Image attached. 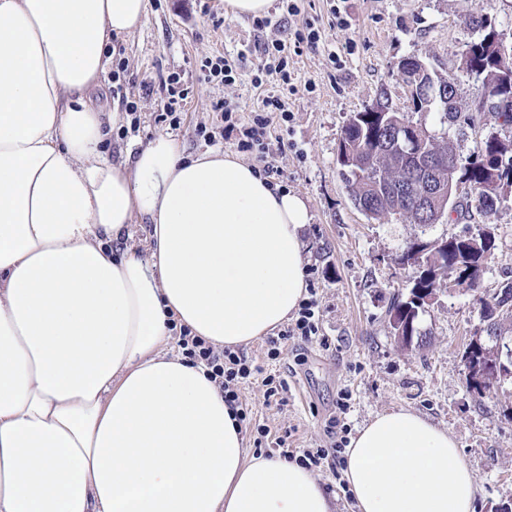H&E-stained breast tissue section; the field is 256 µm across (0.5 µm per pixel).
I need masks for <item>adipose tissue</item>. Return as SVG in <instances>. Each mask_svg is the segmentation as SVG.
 Returning <instances> with one entry per match:
<instances>
[{
	"instance_id": "ef3b65f1",
	"label": "adipose tissue",
	"mask_w": 512,
	"mask_h": 512,
	"mask_svg": "<svg viewBox=\"0 0 512 512\" xmlns=\"http://www.w3.org/2000/svg\"><path fill=\"white\" fill-rule=\"evenodd\" d=\"M147 0H0V512H333L313 474L250 452L207 368L306 291L304 199L234 154L156 135L120 163L91 105ZM151 230L145 251L132 226ZM357 512H474L454 438L400 410L345 452Z\"/></svg>"
}]
</instances>
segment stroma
Instances as JSON below:
<instances>
[{"instance_id":"1","label":"stroma","mask_w":512,"mask_h":512,"mask_svg":"<svg viewBox=\"0 0 512 512\" xmlns=\"http://www.w3.org/2000/svg\"><path fill=\"white\" fill-rule=\"evenodd\" d=\"M342 8L349 20L345 27L337 26L328 0H303L301 14L290 19L279 0H271L268 13L274 24L260 33L251 18L226 17L224 0H148L143 25L112 41L113 60L125 63L123 94H113L111 80L103 75L91 97L94 106L118 111L125 127L130 124L127 105L136 103L140 130L124 137L110 132L105 150L119 162L128 149L169 134L189 154L214 147L235 152L233 141L219 138L211 143L196 133L199 126L221 122L211 102H236L242 118H249L267 93L278 90L274 84L257 88L252 83L259 45L286 38L305 20H317L318 45L290 60L295 91L285 97L293 114L288 137L298 148L272 150L271 160L283 171L289 192L301 196L312 215L301 238L319 303L320 333L328 343L296 336L285 340L275 360L268 359L264 340L243 345L244 355L263 374L288 383L284 405L267 397L261 383L242 386L241 398L252 416L243 427L246 446L273 457L280 454L281 439L294 451L329 447L336 401L345 392L350 397V430L401 408L448 430L476 478L475 512H495L497 505L512 503V423L502 416L503 409L512 407V386L482 398L466 386L462 353L482 326L473 292L438 288L418 318L425 339L421 347L396 343L387 316L392 298L410 291L413 271L399 261L406 242L416 236H451L465 221L447 215L421 228L366 216L350 201L337 153L350 115L384 91L398 111L436 133H447L459 159H467L483 139V130L457 125L447 129L440 112L415 111L398 65L414 55L454 74L459 104L467 106L482 95L483 84L463 67V52L472 37L464 21L471 15L490 16L512 43V0H344ZM340 49L345 55L336 67L328 54ZM241 51L247 57L234 85L204 81V58ZM173 72L181 73L188 90L185 114L176 128L158 119L167 101L164 83ZM490 222L496 233L495 257L481 288L492 293L512 280V195ZM262 425L268 426V435L259 433Z\"/></svg>"}]
</instances>
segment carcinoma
Returning <instances> with one entry per match:
<instances>
[{
	"instance_id": "1",
	"label": "carcinoma",
	"mask_w": 512,
	"mask_h": 512,
	"mask_svg": "<svg viewBox=\"0 0 512 512\" xmlns=\"http://www.w3.org/2000/svg\"><path fill=\"white\" fill-rule=\"evenodd\" d=\"M484 16H471L465 25L473 38L466 45L463 65L470 68L476 61L491 76L484 84L483 96L466 107L464 123L481 125L485 135L477 152L462 162L449 144H441L425 125L410 120L398 111L388 98H383L388 111L356 112L342 129L337 162L352 204L373 218H393L420 227L439 221L448 209L446 204L426 197L428 182L439 178L457 192L467 191L455 202L462 218H489L496 212L504 195L512 192V139L501 136L512 129V107L504 110L497 98L512 96V46L503 52H487V43L495 35L483 23ZM412 81L418 88L435 97L424 100L420 111L432 107L442 112L443 122L452 126L459 118L456 78L427 66L417 67ZM495 229L482 224L473 229L432 242L411 240L400 261H413L415 276L407 297H396L388 308V321L393 330L404 320L403 335L418 336L419 309L424 297L441 283L450 281L469 291H478L477 280L494 259ZM481 321L486 334L512 329V281L499 289L493 303L478 297ZM479 398L502 388L495 374H488L479 385L467 383Z\"/></svg>"
}]
</instances>
